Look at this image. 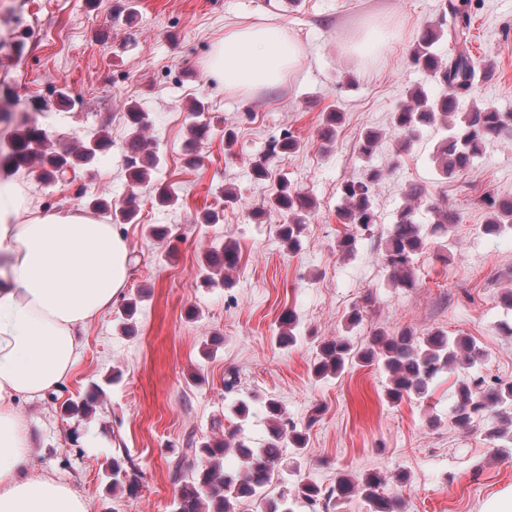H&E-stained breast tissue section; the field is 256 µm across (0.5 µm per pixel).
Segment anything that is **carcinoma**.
Instances as JSON below:
<instances>
[{"label": "carcinoma", "mask_w": 512, "mask_h": 512, "mask_svg": "<svg viewBox=\"0 0 512 512\" xmlns=\"http://www.w3.org/2000/svg\"><path fill=\"white\" fill-rule=\"evenodd\" d=\"M471 0H441L440 10L448 14V28L441 22H430L421 31L416 46L410 55V63L426 73L430 80L442 88V92L430 96L417 88L409 93L410 101L400 106L392 115V127L403 137V147H408L421 128L440 124L450 131L436 146L434 157L441 172L450 176L467 168L472 159L482 153L486 144L512 131V115L492 107H476L468 112H457V103L474 92L476 66L468 49L471 24ZM448 38L453 52L448 59L435 52V45ZM195 121L192 135L199 140L209 131V123L201 119L205 105L196 102L191 108ZM130 128L125 143V162L128 178L138 186L149 178V171L159 163L157 152L148 148L142 132L148 125V114L138 106L130 105L126 110ZM341 113H327L321 137L330 142L334 139ZM380 134L373 130L364 133L359 141V151L371 156L378 145ZM111 147V141L104 135L95 137L92 145L82 144L67 147L53 139L49 132L35 122L21 125L15 132L7 164L14 170L35 169L38 178L46 185L58 184L68 174H77V169L90 164L97 154ZM298 149L297 140L289 133L275 141L270 154L253 162L254 179L264 181L269 175L270 156L278 153H292ZM382 178V172L369 170L364 176L344 181L341 196L344 206L338 211L339 222L348 227L338 241L342 252L354 249L356 238L372 231L376 223L372 209L373 187ZM485 207L491 216L483 226L487 235H498L512 226V198H500L493 194L484 197ZM94 210L112 212V223L129 224L136 216L133 199L116 206L102 199L90 202ZM313 199L296 189L288 181L279 187L267 204L252 212L255 223L265 222V216L277 211L287 217L279 225L278 233L288 248L300 247V237L306 216L313 210ZM436 222L431 228L415 222V207H403L386 240L383 259L401 286H411L416 256L422 251L427 235L446 231V226L456 223V214L450 210L433 208ZM239 253L235 246L226 244L213 248L205 255L204 268L207 274L203 281L212 282V275L235 269ZM297 318L294 311L286 312L281 319L283 330L277 336V344L289 348L296 344L294 329ZM484 358L482 349L467 336L451 337L442 330L419 337L409 329L391 335L377 330L369 340L356 346L347 337L339 336L323 342L313 361L312 370L317 378L341 374L353 365H373L383 368L389 376L386 397L392 403L405 398H423L429 386L443 371L455 368L464 361L473 366ZM98 395L90 393L79 402H70L65 411L71 414H89ZM266 411L272 420L270 437L263 446L256 448L233 430L220 437L204 441L190 440L186 447L175 453L173 463L174 481L179 484L175 499V512H236L239 502L256 500L278 481L283 464V448H291L293 459H300L305 452L307 428L312 426L321 413L315 408L310 414L307 426L300 427L288 418L282 404L276 399L266 403ZM496 414L503 418L512 414V381L496 380L492 384L483 379L464 378L457 388V403L452 416L459 427H469L484 417ZM232 453L239 459L237 469H224V457ZM113 488H127L136 491L134 479L127 471L124 459L112 458L109 464ZM385 478L370 474L360 482L340 476L328 488L298 480L280 498L267 502L265 512H293L291 505L304 502L312 508L328 509L330 503L340 502L354 494L362 495L372 505V512H393L392 499L382 492Z\"/></svg>", "instance_id": "1"}]
</instances>
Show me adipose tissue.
<instances>
[{
	"mask_svg": "<svg viewBox=\"0 0 512 512\" xmlns=\"http://www.w3.org/2000/svg\"><path fill=\"white\" fill-rule=\"evenodd\" d=\"M287 27L225 32L208 63L225 87H277L300 65ZM129 250L117 225L81 212L30 211L23 188L0 183V512H89L70 486L29 471L34 439L20 401L58 390L89 326L122 296Z\"/></svg>",
	"mask_w": 512,
	"mask_h": 512,
	"instance_id": "obj_1",
	"label": "adipose tissue"
}]
</instances>
